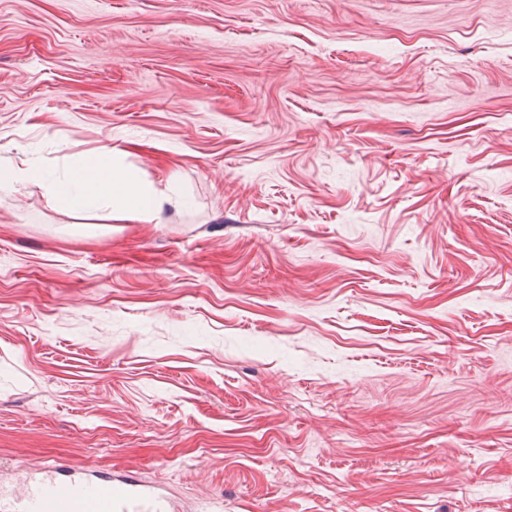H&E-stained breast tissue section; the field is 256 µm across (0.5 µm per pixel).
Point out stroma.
Here are the masks:
<instances>
[{"label":"stroma","instance_id":"1","mask_svg":"<svg viewBox=\"0 0 512 512\" xmlns=\"http://www.w3.org/2000/svg\"><path fill=\"white\" fill-rule=\"evenodd\" d=\"M0 463L179 512H512V0H0ZM115 149L104 148L60 178L37 167H19L0 161V201L18 182L27 181L46 190L48 202L72 212L101 211L114 224L158 222L171 209L187 201L168 182L159 188L140 171L124 167Z\"/></svg>","mask_w":512,"mask_h":512}]
</instances>
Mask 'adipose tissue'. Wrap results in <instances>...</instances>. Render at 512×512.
I'll return each mask as SVG.
<instances>
[{
  "label": "adipose tissue",
  "instance_id": "obj_1",
  "mask_svg": "<svg viewBox=\"0 0 512 512\" xmlns=\"http://www.w3.org/2000/svg\"><path fill=\"white\" fill-rule=\"evenodd\" d=\"M22 181L43 187L49 203L72 212L100 211L115 224H150L165 212L187 205L175 185L158 187L140 171L124 167L116 150L109 148L94 153L62 178L37 167L0 162V201Z\"/></svg>",
  "mask_w": 512,
  "mask_h": 512
}]
</instances>
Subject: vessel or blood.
Listing matches in <instances>:
<instances>
[{
    "mask_svg": "<svg viewBox=\"0 0 512 512\" xmlns=\"http://www.w3.org/2000/svg\"><path fill=\"white\" fill-rule=\"evenodd\" d=\"M170 497L129 475L57 464L28 475L20 490L0 484V512H171Z\"/></svg>",
    "mask_w": 512,
    "mask_h": 512,
    "instance_id": "vessel-or-blood-1",
    "label": "vessel or blood"
}]
</instances>
